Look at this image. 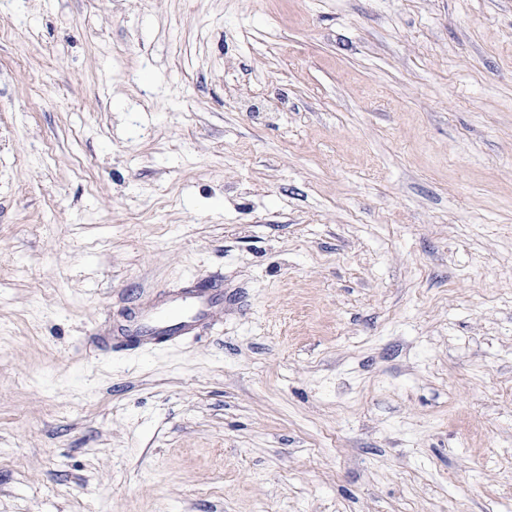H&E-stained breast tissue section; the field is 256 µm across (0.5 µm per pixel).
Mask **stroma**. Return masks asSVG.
Returning a JSON list of instances; mask_svg holds the SVG:
<instances>
[{
    "mask_svg": "<svg viewBox=\"0 0 512 512\" xmlns=\"http://www.w3.org/2000/svg\"><path fill=\"white\" fill-rule=\"evenodd\" d=\"M0 512H512V0H0ZM224 310V287L219 277L189 281L183 287L158 292L127 320L112 326L116 343L150 342L156 337L199 336Z\"/></svg>",
    "mask_w": 512,
    "mask_h": 512,
    "instance_id": "stroma-1",
    "label": "stroma"
}]
</instances>
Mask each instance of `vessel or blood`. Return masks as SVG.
<instances>
[{
    "mask_svg": "<svg viewBox=\"0 0 512 512\" xmlns=\"http://www.w3.org/2000/svg\"><path fill=\"white\" fill-rule=\"evenodd\" d=\"M223 309L221 278L190 281L142 303L127 320L113 326L112 339L118 343H145L161 336H197L212 327L215 316Z\"/></svg>",
    "mask_w": 512,
    "mask_h": 512,
    "instance_id": "1",
    "label": "vessel or blood"
}]
</instances>
